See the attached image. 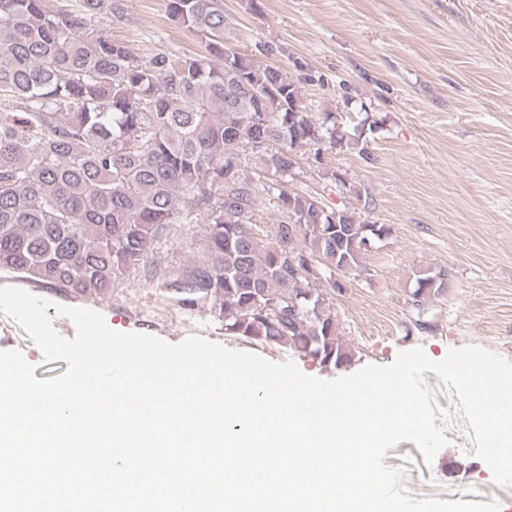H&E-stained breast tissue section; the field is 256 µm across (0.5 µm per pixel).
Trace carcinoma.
Listing matches in <instances>:
<instances>
[{
	"label": "carcinoma",
	"instance_id": "cac0c4a2",
	"mask_svg": "<svg viewBox=\"0 0 512 512\" xmlns=\"http://www.w3.org/2000/svg\"><path fill=\"white\" fill-rule=\"evenodd\" d=\"M168 9L205 55L136 58L103 35L119 0L57 12L0 0V272L105 299L141 271L178 306L209 309L226 336L350 364L330 298L346 284L333 275L357 272L364 243L392 228L288 183L305 149L319 176L360 195L324 158L355 146L371 164L367 140L339 131L334 112L307 111L302 83L322 76L301 74L299 61L297 77L261 63L276 50L268 42L250 54L228 45L223 0ZM254 162L262 183L248 173ZM263 203L278 216L269 231ZM199 215L197 260L151 268L161 240ZM448 287L445 269L418 276L417 315Z\"/></svg>",
	"mask_w": 512,
	"mask_h": 512
}]
</instances>
